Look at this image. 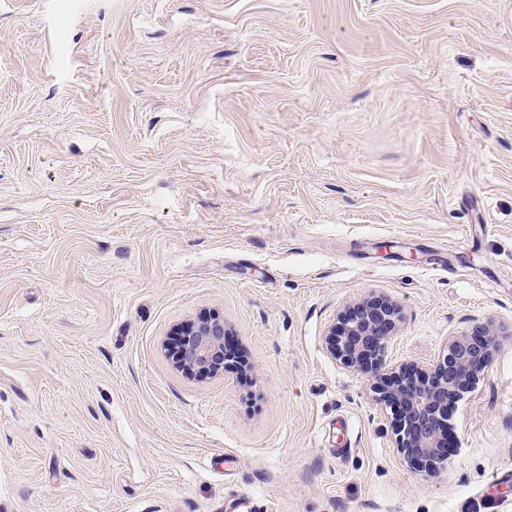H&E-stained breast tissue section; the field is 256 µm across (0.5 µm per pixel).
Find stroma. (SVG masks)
<instances>
[{"mask_svg": "<svg viewBox=\"0 0 512 512\" xmlns=\"http://www.w3.org/2000/svg\"><path fill=\"white\" fill-rule=\"evenodd\" d=\"M375 292L496 329L438 473L326 351ZM0 512H512V0H0ZM224 320L214 315H201L179 330L177 366L187 374H215L238 366L226 360Z\"/></svg>", "mask_w": 512, "mask_h": 512, "instance_id": "stroma-1", "label": "stroma"}]
</instances>
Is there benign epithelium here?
I'll use <instances>...</instances> for the list:
<instances>
[{"label": "benign epithelium", "instance_id": "benign-epithelium-1", "mask_svg": "<svg viewBox=\"0 0 512 512\" xmlns=\"http://www.w3.org/2000/svg\"><path fill=\"white\" fill-rule=\"evenodd\" d=\"M402 319L400 307L381 294L347 306L328 329L326 350L342 365L371 381L375 401L390 411L396 448L430 473L448 459V408L484 379L496 349V336L480 325L448 339L426 370L390 359L389 344ZM224 320L201 315L179 330L177 366L188 374H215L234 364L226 360Z\"/></svg>", "mask_w": 512, "mask_h": 512}]
</instances>
